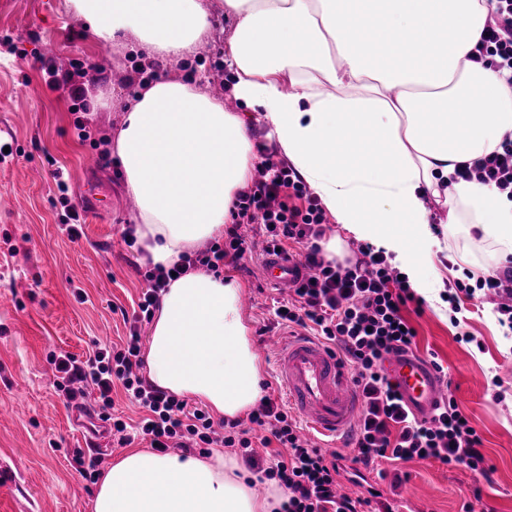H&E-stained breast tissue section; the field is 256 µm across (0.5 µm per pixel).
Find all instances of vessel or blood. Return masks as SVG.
Masks as SVG:
<instances>
[{"label":"vessel or blood","mask_w":512,"mask_h":512,"mask_svg":"<svg viewBox=\"0 0 512 512\" xmlns=\"http://www.w3.org/2000/svg\"><path fill=\"white\" fill-rule=\"evenodd\" d=\"M260 273L268 286L285 291L306 278L308 270L301 258L266 251L260 256ZM265 348L275 354L280 387L311 435L321 436L327 448L349 441L361 418V399L336 353L292 330L268 337ZM384 368L406 408L419 416L434 412L443 387L432 368L412 354L391 357Z\"/></svg>","instance_id":"1"}]
</instances>
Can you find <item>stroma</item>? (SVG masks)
<instances>
[{
	"mask_svg": "<svg viewBox=\"0 0 512 512\" xmlns=\"http://www.w3.org/2000/svg\"><path fill=\"white\" fill-rule=\"evenodd\" d=\"M208 3V53L187 56L173 71L139 47L102 45L66 0H0V512H92L96 485L75 461L91 441L72 425L75 410L54 385L49 355L82 359L128 334L126 318L146 287L150 259L142 245L121 241L137 212L112 154L121 125L112 102L134 97L155 74L187 83L229 77L224 30L230 21L224 0ZM49 39L60 59L88 62L72 77L86 89L84 104H73L67 89L51 88L42 53ZM80 121L89 127L88 139L78 136ZM100 155L107 163L88 168L87 159ZM58 171L66 190L57 187ZM86 198L112 206L91 209L82 204ZM74 212L82 224L75 240L61 229ZM490 252L488 243L457 231L442 238L429 263L450 286L467 281ZM461 253L469 265L456 263ZM231 276L251 300L242 315L253 342H260L278 329L274 305L283 295L263 284L258 259H244ZM460 308L451 314L437 299L409 319L418 356L436 357L447 371L494 472L480 484L463 466L381 462L387 477L376 480V489L389 491L392 477H401L408 512H460L469 500L475 512H512V331L499 326L491 304L464 297ZM497 375L509 385L500 401L491 384Z\"/></svg>",
	"mask_w": 512,
	"mask_h": 512,
	"instance_id": "1",
	"label": "stroma"
}]
</instances>
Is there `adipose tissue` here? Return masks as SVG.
Masks as SVG:
<instances>
[{
	"instance_id": "1",
	"label": "adipose tissue",
	"mask_w": 512,
	"mask_h": 512,
	"mask_svg": "<svg viewBox=\"0 0 512 512\" xmlns=\"http://www.w3.org/2000/svg\"><path fill=\"white\" fill-rule=\"evenodd\" d=\"M105 45L133 43L176 63L212 29L206 0H67ZM490 0H224L234 100L258 112L283 156L354 239L383 250L421 296L439 280L422 257L464 224L492 242L487 269L512 260V200L457 165L495 151L512 131V85L470 61ZM482 111H472L473 102ZM114 147L138 203L135 233L152 264L171 267L223 236L254 173L245 119L177 79L145 84L122 108ZM242 288L203 268L162 293L147 354L150 381L245 415L261 366L242 316ZM238 465L134 448L103 473L93 512H276Z\"/></svg>"
}]
</instances>
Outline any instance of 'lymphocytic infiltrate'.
Returning a JSON list of instances; mask_svg holds the SVG:
<instances>
[{"mask_svg":"<svg viewBox=\"0 0 512 512\" xmlns=\"http://www.w3.org/2000/svg\"><path fill=\"white\" fill-rule=\"evenodd\" d=\"M470 58L512 83V0H495ZM256 150L257 176L234 204V222L226 231L225 243L184 256L176 270L159 265L147 270L148 287L138 303L140 320L150 318L174 275L198 266L214 272L239 269L251 251L245 229L258 226L267 248L284 254L300 249L305 266L312 271L296 285L291 301L276 307L278 324L313 330L333 346L361 395L353 477L384 459L462 465L490 479L493 468L483 453V439L455 397L446 396L431 419L417 418L402 404L396 384L384 369L388 355L415 348L417 331L405 312L411 305L422 307L423 297L370 245L360 247L361 258L355 263L327 260L319 245L327 221L319 199L290 166L276 159L273 148L260 142ZM456 176L494 186L512 199V132L503 135L499 151L460 165ZM464 296L491 300L498 324L512 330L511 265L473 286L455 282L444 297L450 311H457ZM141 350L140 327L134 323L124 346L97 349L83 360L68 353L52 355L54 384L67 404L77 407L83 406L87 389H94L96 416L111 422L120 442H130L136 433L160 453L179 448L205 455L213 446L239 451L257 481L273 480L283 489L281 512H361L366 506L372 512H395L393 503L378 490H370L365 498L339 493L337 454L311 445L283 404L262 397L248 415L249 427L231 421L224 432H217L207 411L189 407L186 400L143 376ZM118 384L144 411L136 428L112 414V390Z\"/></svg>","mask_w":512,"mask_h":512,"instance_id":"1","label":"lymphocytic infiltrate"}]
</instances>
